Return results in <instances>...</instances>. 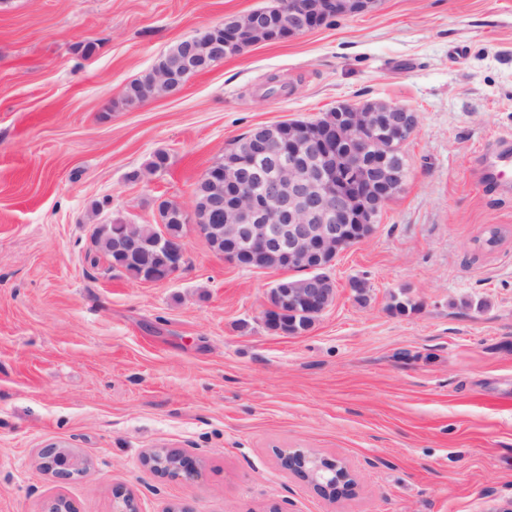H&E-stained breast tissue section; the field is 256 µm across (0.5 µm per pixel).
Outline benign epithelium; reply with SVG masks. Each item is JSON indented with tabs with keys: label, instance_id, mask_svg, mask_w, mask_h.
Returning a JSON list of instances; mask_svg holds the SVG:
<instances>
[{
	"label": "benign epithelium",
	"instance_id": "1",
	"mask_svg": "<svg viewBox=\"0 0 512 512\" xmlns=\"http://www.w3.org/2000/svg\"><path fill=\"white\" fill-rule=\"evenodd\" d=\"M373 4L374 0H281L276 23L261 8L237 17L231 28L222 22L208 26L181 39L175 57L158 59L153 95L179 92L181 70L209 69L223 48L283 42L333 18L361 14ZM414 121V113L404 106L371 102L338 106L309 123L261 126L247 135L244 149L224 156V174L200 184L210 206L224 210V243L235 253L270 259L280 270L310 266V275L302 280L279 279L265 321H275L288 307L321 314L333 302L335 283L323 260L364 241L347 225L376 221L395 178L381 155L386 143L411 130ZM157 247L169 273L185 264L183 242H170L163 235ZM116 249L126 254L138 251L137 225L124 226ZM39 458L43 470L59 483L78 479L89 469L88 462L69 448H42ZM279 464L302 474L318 490V477L325 472L331 473L327 490L333 494L353 486L337 460L296 450L279 454ZM145 465L161 477L190 481L198 476L194 458L178 448L155 450ZM43 512L76 508L58 495L47 501ZM112 512H139L135 495L126 488L112 489Z\"/></svg>",
	"mask_w": 512,
	"mask_h": 512
}]
</instances>
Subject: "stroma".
<instances>
[{"label": "stroma", "mask_w": 512, "mask_h": 512, "mask_svg": "<svg viewBox=\"0 0 512 512\" xmlns=\"http://www.w3.org/2000/svg\"><path fill=\"white\" fill-rule=\"evenodd\" d=\"M271 3L0 0V512L59 494L111 512L119 485L141 512L512 503V191L482 175L512 143V0H376L123 106L180 39ZM370 100L416 112L409 177L337 255L336 299L308 332L269 330L280 271L229 262L194 224L159 283L96 246L99 225L159 223L161 201L193 210L206 170L254 128ZM159 151L165 168L146 173ZM402 295L418 311H392ZM52 444L87 473L55 483L38 457ZM155 448L190 453L197 478L150 473ZM297 449L342 461L354 489L329 499L282 470Z\"/></svg>", "instance_id": "1"}]
</instances>
